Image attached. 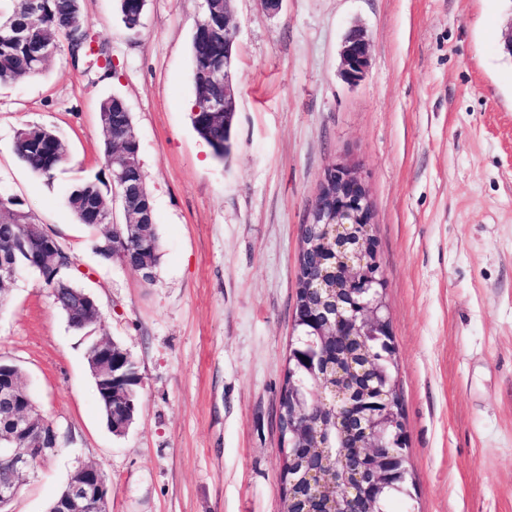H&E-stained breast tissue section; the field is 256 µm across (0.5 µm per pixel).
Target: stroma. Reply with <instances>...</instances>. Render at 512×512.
Returning a JSON list of instances; mask_svg holds the SVG:
<instances>
[{"label":"stroma","instance_id":"1","mask_svg":"<svg viewBox=\"0 0 512 512\" xmlns=\"http://www.w3.org/2000/svg\"><path fill=\"white\" fill-rule=\"evenodd\" d=\"M111 71L68 52L0 85V191L73 257L102 311L95 334L141 377L125 435L108 429L87 363L35 270L0 292V361L20 368L64 438L8 512H46L77 462L112 483L109 512H283L278 412L301 226L325 169L356 167L373 208L402 412L407 495L392 512H512V0H233L237 111L216 160L195 132L191 41L202 0H80ZM364 30L347 83L340 51ZM124 99L160 239L152 280L105 263L66 204L104 169L99 104ZM52 128V177L16 134ZM121 20L130 30L139 28L143 18L146 0H117ZM370 42L362 31L356 30L344 41L340 52L344 77L355 82L366 71L369 63ZM16 153L33 173L51 177L64 162L65 151L61 139L52 130L41 125H29L17 132Z\"/></svg>","mask_w":512,"mask_h":512}]
</instances>
